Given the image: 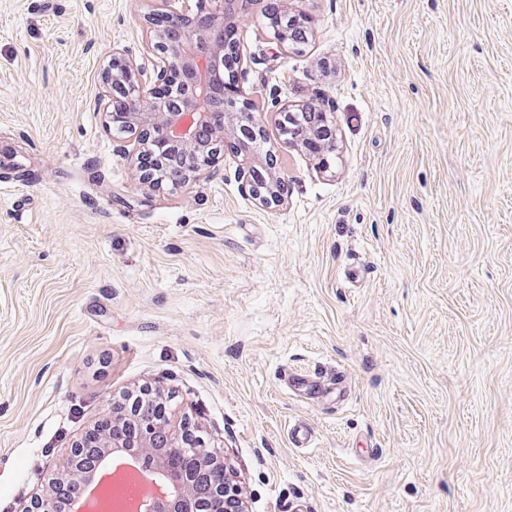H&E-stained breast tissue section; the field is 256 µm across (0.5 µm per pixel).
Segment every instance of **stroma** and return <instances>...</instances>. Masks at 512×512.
Listing matches in <instances>:
<instances>
[{
    "instance_id": "obj_1",
    "label": "stroma",
    "mask_w": 512,
    "mask_h": 512,
    "mask_svg": "<svg viewBox=\"0 0 512 512\" xmlns=\"http://www.w3.org/2000/svg\"><path fill=\"white\" fill-rule=\"evenodd\" d=\"M280 6L308 16L302 50L261 5L235 22L284 184L263 208L232 142L151 189L105 126L101 72L150 59L160 0H0V512L150 384L245 512H512V0ZM273 88L325 103L330 169L285 144ZM288 382L296 392L309 400L318 399V395L325 389L324 384L307 375H293Z\"/></svg>"
}]
</instances>
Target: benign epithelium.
<instances>
[{"label":"benign epithelium","mask_w":512,"mask_h":512,"mask_svg":"<svg viewBox=\"0 0 512 512\" xmlns=\"http://www.w3.org/2000/svg\"><path fill=\"white\" fill-rule=\"evenodd\" d=\"M165 15L173 22L168 31L155 29L153 14L145 16L150 33V46L155 56L150 63H138L120 48L104 69L105 92L124 103L121 112H108V126L122 132L132 131L135 138L127 157L139 172L140 180L148 184L163 181L173 186L184 184L211 167L218 159L227 135L239 137L234 150L248 166L242 188L258 205L266 208L281 202L280 177L277 176L272 154L265 165L270 174L255 175L256 148L265 139L255 112L247 101L239 99L224 103V26L238 15L237 6L243 0H168ZM273 39L278 46L301 49L293 39L291 29L276 28ZM280 131L288 144L303 153L311 150L310 143L321 147L312 159L318 167L331 166L329 153L334 151L335 129L330 126L328 112L311 101L292 107L279 106ZM166 397L161 429L173 448H205L207 441L198 426ZM154 423L143 421L135 425L127 419L122 432L112 434L103 443L105 448H124L127 454L138 456L152 447ZM211 475L224 489V512H244L242 494L236 473L221 460L212 465ZM166 512H197L186 478L169 480ZM22 512H56L53 495L34 498Z\"/></svg>","instance_id":"obj_1"}]
</instances>
